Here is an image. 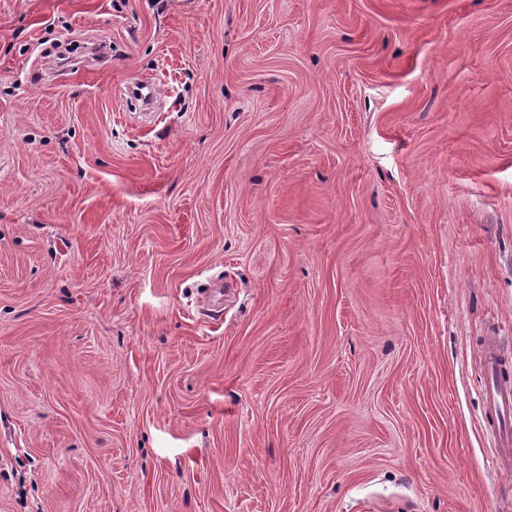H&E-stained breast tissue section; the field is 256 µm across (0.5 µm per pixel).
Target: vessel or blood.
<instances>
[{
	"mask_svg": "<svg viewBox=\"0 0 512 512\" xmlns=\"http://www.w3.org/2000/svg\"><path fill=\"white\" fill-rule=\"evenodd\" d=\"M485 370L487 382L484 386V400L498 428V455L501 460L512 464V384L502 381L498 376L500 358L497 339H489L487 343Z\"/></svg>",
	"mask_w": 512,
	"mask_h": 512,
	"instance_id": "b4317fda",
	"label": "vessel or blood"
}]
</instances>
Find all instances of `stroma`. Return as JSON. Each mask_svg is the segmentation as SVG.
Here are the masks:
<instances>
[{"label": "stroma", "mask_w": 512, "mask_h": 512, "mask_svg": "<svg viewBox=\"0 0 512 512\" xmlns=\"http://www.w3.org/2000/svg\"><path fill=\"white\" fill-rule=\"evenodd\" d=\"M490 334L512 0H0V512H512ZM497 346V336H491L485 350L487 384L484 386V400L498 428L496 448L499 458L512 465V384L498 376L500 358Z\"/></svg>", "instance_id": "35a3bbf8"}]
</instances>
